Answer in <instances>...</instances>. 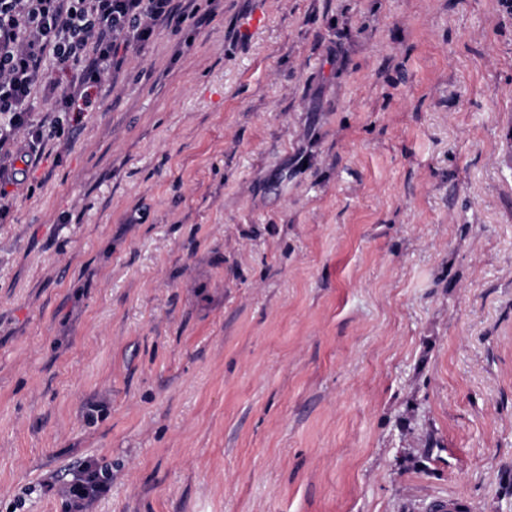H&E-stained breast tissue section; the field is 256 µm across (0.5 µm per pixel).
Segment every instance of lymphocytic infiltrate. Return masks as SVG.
<instances>
[{"label":"lymphocytic infiltrate","mask_w":512,"mask_h":512,"mask_svg":"<svg viewBox=\"0 0 512 512\" xmlns=\"http://www.w3.org/2000/svg\"><path fill=\"white\" fill-rule=\"evenodd\" d=\"M195 2L0 0V222L10 214L9 187L28 178L50 143L68 138L59 118H33V95H55L56 105L83 112L91 89L120 70V49L144 46L159 28L193 17ZM50 65L66 79L63 94L46 78ZM109 480L91 466L78 469L67 487L74 512H84Z\"/></svg>","instance_id":"1"}]
</instances>
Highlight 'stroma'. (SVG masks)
<instances>
[{
	"label": "stroma",
	"mask_w": 512,
	"mask_h": 512,
	"mask_svg": "<svg viewBox=\"0 0 512 512\" xmlns=\"http://www.w3.org/2000/svg\"><path fill=\"white\" fill-rule=\"evenodd\" d=\"M199 3L0 223V512H512V13ZM72 476L67 487V495L75 512H82L89 502L107 489V484L112 479L102 470L92 469L91 465L78 469Z\"/></svg>",
	"instance_id": "35a3bbf8"
}]
</instances>
